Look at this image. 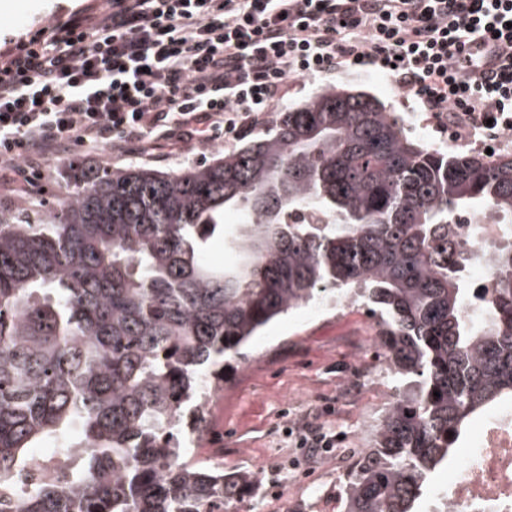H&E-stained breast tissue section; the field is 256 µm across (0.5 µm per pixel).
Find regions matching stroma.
<instances>
[{
  "mask_svg": "<svg viewBox=\"0 0 512 512\" xmlns=\"http://www.w3.org/2000/svg\"><path fill=\"white\" fill-rule=\"evenodd\" d=\"M105 0H0V43L32 34L52 18L102 8ZM338 85L378 97L404 122L409 136H420L435 148L440 135L412 97L401 94L381 72H348L318 79L289 80L275 112L249 132L266 135L289 107L302 103L318 87ZM225 149L200 150L188 161L165 157L163 149L118 155L103 145L78 151L52 165L49 177L32 194H17L0 185V209H20L37 217L58 207L70 192L71 168L99 170L131 165L179 171L212 162ZM376 321L362 302L308 316L298 309L269 326L257 340V351L229 374V381L210 401V430L191 448L200 461L220 464L261 477L260 489H247L237 512H341L338 484L356 454L369 445L370 433L395 397V383L377 356ZM318 418L341 440L332 457L298 468V454L288 445L287 424Z\"/></svg>",
  "mask_w": 512,
  "mask_h": 512,
  "instance_id": "stroma-1",
  "label": "stroma"
}]
</instances>
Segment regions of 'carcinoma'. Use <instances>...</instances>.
<instances>
[{"instance_id": "1", "label": "carcinoma", "mask_w": 512, "mask_h": 512, "mask_svg": "<svg viewBox=\"0 0 512 512\" xmlns=\"http://www.w3.org/2000/svg\"><path fill=\"white\" fill-rule=\"evenodd\" d=\"M488 209L512 223L511 156L427 149L330 86L212 164L82 173L36 222L0 217V512H230L249 476L188 459L206 400L263 328L338 295L371 306L398 382L343 512H414L470 419L512 400V249L475 305L456 222ZM217 237L233 263L202 261ZM49 437L66 480L20 490Z\"/></svg>"}]
</instances>
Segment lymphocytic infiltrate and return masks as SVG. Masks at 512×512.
I'll use <instances>...</instances> for the list:
<instances>
[{"instance_id":"1","label":"lymphocytic infiltrate","mask_w":512,"mask_h":512,"mask_svg":"<svg viewBox=\"0 0 512 512\" xmlns=\"http://www.w3.org/2000/svg\"><path fill=\"white\" fill-rule=\"evenodd\" d=\"M505 62L485 80V40ZM374 70L420 111L512 131V0H108L0 49V182L22 193L50 160L230 143L285 84Z\"/></svg>"}]
</instances>
